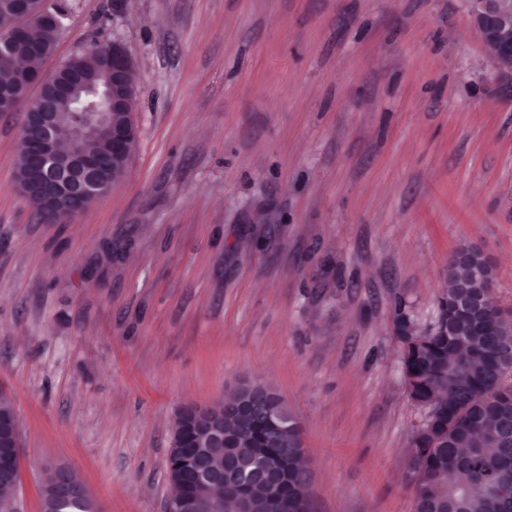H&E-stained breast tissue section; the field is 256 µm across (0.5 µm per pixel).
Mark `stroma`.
Here are the masks:
<instances>
[{
  "label": "stroma",
  "instance_id": "obj_1",
  "mask_svg": "<svg viewBox=\"0 0 512 512\" xmlns=\"http://www.w3.org/2000/svg\"><path fill=\"white\" fill-rule=\"evenodd\" d=\"M69 4L43 67L123 41L138 146L44 224L16 189L22 114L0 113L12 512H42L59 468L95 512H165L177 408L244 378L294 414L311 512H414L394 303L429 325L468 243L512 316V76L464 0Z\"/></svg>",
  "mask_w": 512,
  "mask_h": 512
}]
</instances>
